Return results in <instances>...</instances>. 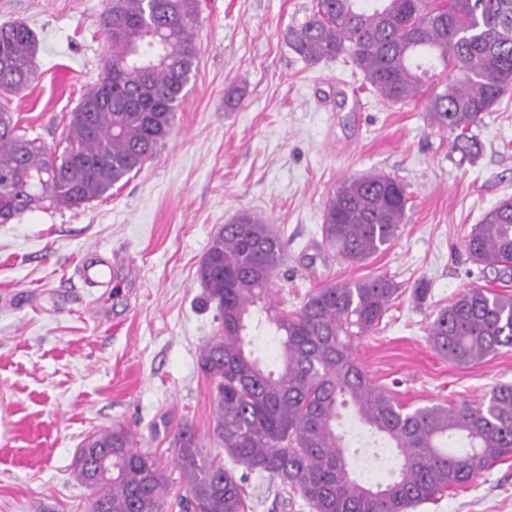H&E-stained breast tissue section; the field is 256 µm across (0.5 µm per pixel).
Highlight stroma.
I'll return each mask as SVG.
<instances>
[{"label": "stroma", "mask_w": 512, "mask_h": 512, "mask_svg": "<svg viewBox=\"0 0 512 512\" xmlns=\"http://www.w3.org/2000/svg\"><path fill=\"white\" fill-rule=\"evenodd\" d=\"M112 0H0V23L27 24L39 41L37 79L9 107L29 137L62 138L96 80ZM315 0H202L197 68L175 127L157 157L103 199L76 209L44 201L0 224V512H86L74 477L76 448L115 424L137 434L185 493L172 443L190 421L205 452L212 384L199 352L219 326L197 270L210 240L244 210L274 224L285 243L275 299L298 309L338 281L385 274L401 286L376 335L356 357L407 406L476 400L512 384V351L470 367L429 345L437 312L468 288L512 293V279L472 263L463 240L512 197V92L472 127V156L433 127L422 108L369 92L347 57L306 64L285 33ZM241 88L240 105L225 95ZM396 177L411 208L393 245L365 263L343 262L322 240L324 210L345 179ZM110 262L103 286L85 261ZM247 512H310L278 482L246 481ZM413 512H512V459Z\"/></svg>", "instance_id": "1"}]
</instances>
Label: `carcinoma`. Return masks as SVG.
<instances>
[{"label":"carcinoma","mask_w":512,"mask_h":512,"mask_svg":"<svg viewBox=\"0 0 512 512\" xmlns=\"http://www.w3.org/2000/svg\"><path fill=\"white\" fill-rule=\"evenodd\" d=\"M200 0H112L103 18L109 55L73 112L63 146L18 128L0 103V222L44 200L81 208L153 160L175 126L195 70ZM288 44L308 64L346 55L367 88L392 105L421 104L432 124L467 131L512 90V0H316ZM38 42L22 23L0 25V92L36 79ZM442 66L428 83L433 63ZM404 185L385 173L346 179L324 211V242L363 262L388 249L406 220ZM468 258L512 273V197L465 237ZM284 245L251 211L220 227L198 270L206 302L221 315L199 367L214 386V437L235 465L280 482L310 512H410L460 488L512 456V384L478 400L407 407L357 361V346L378 329L400 285L385 274L331 283L301 307H279L275 287ZM272 329L276 363L257 354L255 317ZM430 346L456 366L512 348V294L469 288L431 321ZM351 408L389 448L390 475H355L341 411ZM186 495L168 502L158 460L122 426L88 436L73 471L90 490L87 512H245L243 480L204 452L188 422L174 433ZM112 477L96 474L103 460Z\"/></svg>","instance_id":"cac0c4a2"}]
</instances>
